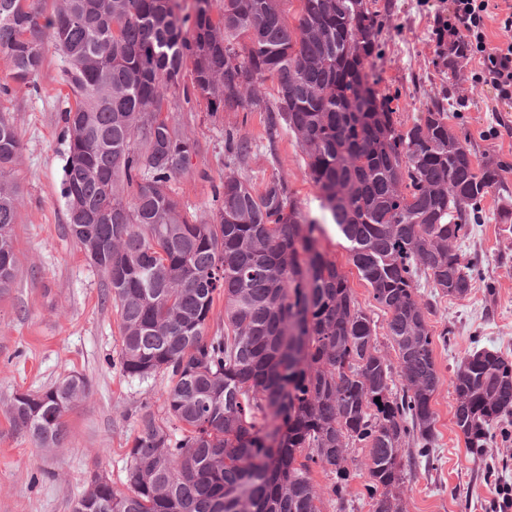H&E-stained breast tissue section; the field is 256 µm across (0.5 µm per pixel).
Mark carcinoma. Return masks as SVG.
Masks as SVG:
<instances>
[{"label":"carcinoma","mask_w":512,"mask_h":512,"mask_svg":"<svg viewBox=\"0 0 512 512\" xmlns=\"http://www.w3.org/2000/svg\"><path fill=\"white\" fill-rule=\"evenodd\" d=\"M299 25L282 0H0V55L12 85L38 90L51 38L73 103L61 115L68 145L63 198L69 232L101 271L120 320L118 363L142 381L167 378L161 412L145 407L128 452L127 491L96 474L86 512H323L313 478L345 512L349 449L368 452L365 496H396L410 477L412 438H435L439 377L424 275L464 298L474 265L448 247L467 237L500 165L475 167L470 147L438 103L411 126L371 73L381 21L362 0H302ZM191 68V82H182ZM276 82L272 105L263 102ZM210 115L265 112L269 139L285 129L305 155L319 208L385 308L398 366L376 346V325L347 275L321 245L323 225L300 213L284 179L257 191L231 168L219 205L188 216L171 183L194 143L167 105L170 92ZM224 146L252 151L238 128ZM15 121L0 115V294L18 265L14 226L22 197ZM224 297V318L213 320ZM399 376L402 394L393 392ZM455 424L479 449L512 414V362L491 349L467 354L452 381ZM89 390L71 375L9 406L14 428L42 449L60 447L65 415ZM380 402H375V398Z\"/></svg>","instance_id":"carcinoma-1"}]
</instances>
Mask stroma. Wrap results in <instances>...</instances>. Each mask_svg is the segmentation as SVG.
Masks as SVG:
<instances>
[{"label":"stroma","instance_id":"35a3bbf8","mask_svg":"<svg viewBox=\"0 0 512 512\" xmlns=\"http://www.w3.org/2000/svg\"><path fill=\"white\" fill-rule=\"evenodd\" d=\"M382 22V55L376 62L381 89L393 95L398 116L412 124L422 110L439 102L448 125L465 140L477 160L501 166L499 184L482 202L483 217L461 242L465 261L478 275L465 298L432 296L427 321L433 330V358L440 385L433 399V448L420 451L406 441L402 462L411 478L400 488L402 512H490L498 486L512 485V425L494 428L485 448L472 452L455 424L451 381L468 351L491 348L512 361V103L500 102L492 88L456 103L470 84V69L448 73L434 35L436 0H371ZM41 91L22 88L0 100V114L14 119L21 141L16 165L22 206L15 226L18 256L10 291L0 296V512H73L93 474L124 490L127 452L137 431L139 408L155 403L166 381H140L120 371L118 316L103 274L70 236L62 196L67 145L59 117L67 90L59 81L61 58L52 42L42 47ZM168 106L196 144L187 170L172 183L189 213L211 209L213 187L228 161L225 128L244 124L254 142L238 163L239 174L255 188L284 177L300 212L318 215L319 191L306 174L293 135L268 138L264 115L224 112L210 117L204 105L169 94ZM331 256L348 276L360 306L371 316L377 347L388 359L396 353L387 336L388 313L349 262L334 227L326 229ZM79 374L89 382L87 398L66 417L60 447L45 451L16 431L8 415L15 395L46 390Z\"/></svg>","mask_w":512,"mask_h":512}]
</instances>
